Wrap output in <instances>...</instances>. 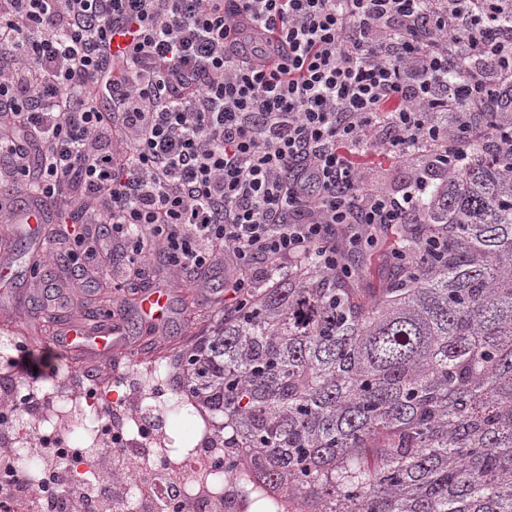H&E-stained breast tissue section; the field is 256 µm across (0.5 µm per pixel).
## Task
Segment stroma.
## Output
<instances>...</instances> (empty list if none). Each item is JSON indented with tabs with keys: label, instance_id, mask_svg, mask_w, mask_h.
<instances>
[{
	"label": "stroma",
	"instance_id": "1",
	"mask_svg": "<svg viewBox=\"0 0 512 512\" xmlns=\"http://www.w3.org/2000/svg\"><path fill=\"white\" fill-rule=\"evenodd\" d=\"M358 161L366 188L398 196L405 192L414 172L426 164L427 157L415 154L403 161L374 146ZM67 249V241L52 234L46 224L42 227L41 251L48 254V261L39 264L29 255L19 256L23 273L10 293L0 294V375L9 370L7 360L14 354V342L23 340L38 351L44 371L35 389L71 394L75 391L71 376L90 374L109 392L114 388L111 364L94 357L67 362L52 354L56 336L65 332L71 317L88 315L87 328L92 332L118 324V356L132 371L157 359L170 362L174 355L190 349L224 315L223 270L212 271L195 286H180L166 278L160 258L152 256L148 259L155 268L152 285L168 290L171 314L160 336L150 335L139 312L142 286L117 294L100 287L77 269L52 261V254Z\"/></svg>",
	"mask_w": 512,
	"mask_h": 512
}]
</instances>
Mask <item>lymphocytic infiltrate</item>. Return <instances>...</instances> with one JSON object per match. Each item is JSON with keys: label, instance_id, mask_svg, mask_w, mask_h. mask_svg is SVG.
Returning a JSON list of instances; mask_svg holds the SVG:
<instances>
[{"label": "lymphocytic infiltrate", "instance_id": "lymphocytic-infiltrate-1", "mask_svg": "<svg viewBox=\"0 0 512 512\" xmlns=\"http://www.w3.org/2000/svg\"><path fill=\"white\" fill-rule=\"evenodd\" d=\"M495 0H0V186L55 200L71 253L108 280L149 254L224 271L228 307L273 270L345 254L406 223L415 191L365 192L357 149L454 150L487 87L512 99V31ZM126 37L113 49L112 35ZM455 115L447 124L443 115ZM49 501L16 473L0 512H95L57 452Z\"/></svg>", "mask_w": 512, "mask_h": 512}]
</instances>
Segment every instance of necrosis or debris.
<instances>
[{
    "label": "necrosis or debris",
    "instance_id": "obj_1",
    "mask_svg": "<svg viewBox=\"0 0 512 512\" xmlns=\"http://www.w3.org/2000/svg\"><path fill=\"white\" fill-rule=\"evenodd\" d=\"M123 406L124 416L108 424L95 422L89 438L80 440L70 453L71 465L81 480L99 479L106 469L97 461V447L106 433L121 437L126 457L121 472L124 493L113 499L106 512H146L145 505L152 500L159 502V512H185L188 503L194 506L192 512H259L262 499L270 502L275 512H295L284 493L261 488L250 471L227 468L219 447L222 431L209 414L198 413L187 446L174 448L172 436L162 429L147 447L140 438L142 417L167 420L171 411L183 408V401L165 391L145 392L138 399H124ZM5 427L16 433L9 456L18 470L36 460L43 441L53 439L56 431L54 425L43 421L30 426L1 398L0 428Z\"/></svg>",
    "mask_w": 512,
    "mask_h": 512
}]
</instances>
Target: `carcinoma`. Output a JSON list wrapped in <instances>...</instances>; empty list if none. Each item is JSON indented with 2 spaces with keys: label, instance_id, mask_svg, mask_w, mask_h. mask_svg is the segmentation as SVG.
<instances>
[{
  "label": "carcinoma",
  "instance_id": "obj_1",
  "mask_svg": "<svg viewBox=\"0 0 512 512\" xmlns=\"http://www.w3.org/2000/svg\"><path fill=\"white\" fill-rule=\"evenodd\" d=\"M386 280L274 273L183 359L225 453L304 512H512V113L473 104Z\"/></svg>",
  "mask_w": 512,
  "mask_h": 512
}]
</instances>
